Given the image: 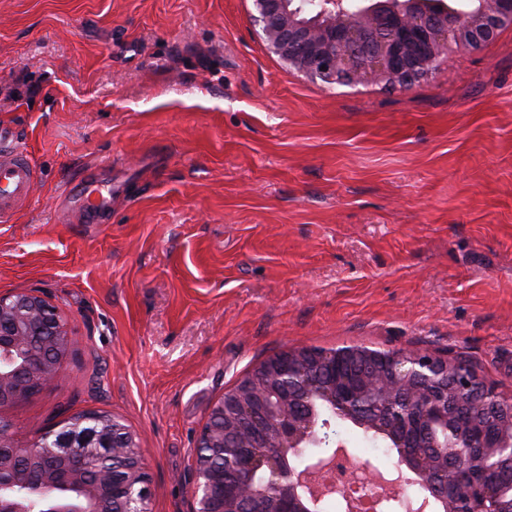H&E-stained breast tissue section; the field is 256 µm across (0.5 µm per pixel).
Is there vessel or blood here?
Listing matches in <instances>:
<instances>
[{
    "label": "vessel or blood",
    "mask_w": 512,
    "mask_h": 512,
    "mask_svg": "<svg viewBox=\"0 0 512 512\" xmlns=\"http://www.w3.org/2000/svg\"><path fill=\"white\" fill-rule=\"evenodd\" d=\"M34 186V170L27 155L0 131V221L28 200Z\"/></svg>",
    "instance_id": "b4317fda"
}]
</instances>
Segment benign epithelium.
I'll use <instances>...</instances> for the list:
<instances>
[{"label":"benign epithelium","mask_w":512,"mask_h":512,"mask_svg":"<svg viewBox=\"0 0 512 512\" xmlns=\"http://www.w3.org/2000/svg\"><path fill=\"white\" fill-rule=\"evenodd\" d=\"M254 20L268 48L290 67L326 85H372L408 89L429 76L444 58L460 57L495 40L505 27H512V0H318L315 16L306 18L291 7L290 0H252ZM48 336L59 353L68 338L60 308L36 293L0 294V407L24 401L43 391L62 370V365L31 366L32 341ZM290 349L261 367L263 374L283 385L294 376ZM400 365L408 363L422 373L439 370L441 359L429 352L406 354L392 351ZM234 411L242 424L256 414L237 397L223 396L202 428L196 448H242L247 436L238 430L236 441L224 437V428L212 420L224 419ZM277 429L274 449L269 452L267 485L272 494L259 493L253 483L248 460L240 455L224 457L218 471L195 462L194 512H225L224 475L233 482L245 512H308L303 502V472L281 465L284 447L301 440L319 445L308 427L281 424L270 416ZM59 442L76 447L60 453L49 448H18L12 439L0 436V512H148V474L134 435L117 419L112 430L96 428L60 436ZM457 465H485L474 447L460 444L454 451Z\"/></svg>","instance_id":"7a95c632"}]
</instances>
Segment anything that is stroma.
I'll return each mask as SVG.
<instances>
[{"instance_id":"obj_1","label":"stroma","mask_w":512,"mask_h":512,"mask_svg":"<svg viewBox=\"0 0 512 512\" xmlns=\"http://www.w3.org/2000/svg\"><path fill=\"white\" fill-rule=\"evenodd\" d=\"M251 0H0V127L36 172L0 223V294L69 326L32 447L116 417L150 512H193L197 437L268 357L363 344L462 354L512 398V28L407 90H328ZM110 185L86 212L83 172Z\"/></svg>"}]
</instances>
